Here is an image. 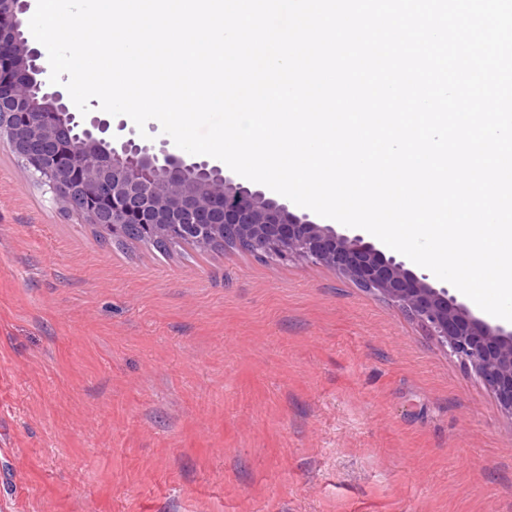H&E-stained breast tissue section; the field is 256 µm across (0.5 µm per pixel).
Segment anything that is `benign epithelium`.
<instances>
[{
	"label": "benign epithelium",
	"instance_id": "1",
	"mask_svg": "<svg viewBox=\"0 0 512 512\" xmlns=\"http://www.w3.org/2000/svg\"><path fill=\"white\" fill-rule=\"evenodd\" d=\"M26 9V0H0V142L66 211L114 233L141 224L149 235L165 224L174 239L198 240L218 229L254 256L331 267L413 316L512 417V328L475 316L448 287L433 286L362 235L298 215L226 168L172 153L165 141L112 146L108 119L93 116L83 126L60 90H46L41 53L18 18Z\"/></svg>",
	"mask_w": 512,
	"mask_h": 512
}]
</instances>
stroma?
<instances>
[{"mask_svg": "<svg viewBox=\"0 0 512 512\" xmlns=\"http://www.w3.org/2000/svg\"><path fill=\"white\" fill-rule=\"evenodd\" d=\"M0 512H512V418L333 269L101 244L1 145Z\"/></svg>", "mask_w": 512, "mask_h": 512, "instance_id": "1", "label": "stroma"}]
</instances>
